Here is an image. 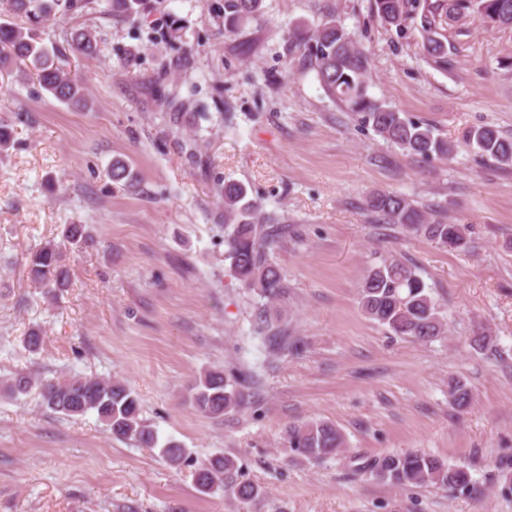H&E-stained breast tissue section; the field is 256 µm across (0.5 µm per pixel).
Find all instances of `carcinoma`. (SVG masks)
Listing matches in <instances>:
<instances>
[{
  "instance_id": "cac0c4a2",
  "label": "carcinoma",
  "mask_w": 512,
  "mask_h": 512,
  "mask_svg": "<svg viewBox=\"0 0 512 512\" xmlns=\"http://www.w3.org/2000/svg\"><path fill=\"white\" fill-rule=\"evenodd\" d=\"M80 0H0V68L21 64L20 76L35 80L55 99L77 109H90L85 85L72 74L69 56L57 47L39 41L38 25L61 9L78 7ZM106 13L129 18L145 9V0H106ZM375 16L386 26L406 32L409 11L420 9L421 27L427 33L423 48L437 64L448 63L446 44L436 36V22L445 17L460 18L465 11L477 7L497 26H512V0H374ZM262 0H224V29L233 32L261 10ZM24 17L29 25L15 22ZM291 48L299 52L315 71L320 87L332 100L357 115L385 142L409 155L427 161L435 156L447 157L456 145L435 134L422 122L409 118L368 93V60L355 46L345 28L330 20L313 31L299 26L289 32ZM70 50L76 56L97 54L96 39L88 30L71 37ZM465 146L481 156L502 165H512V139L502 136L491 126L471 128L463 135ZM110 174L115 181L131 183L134 176L128 163L112 160ZM220 197L224 201V227L228 229L226 244L231 260L232 276L245 288L273 301L284 294V280L279 269L269 262L272 243L263 230L271 217L263 215L255 201L249 198L241 183H226ZM368 209L386 224H400L446 247L467 245L465 224L431 223L424 213L405 196L374 191L367 197ZM30 274L44 287L58 290L67 286V271L61 248L47 243L33 255ZM358 303L369 319L387 327L396 336L415 341H427L444 333L445 323L438 306L426 289L415 266L404 257L389 253L371 267L358 288ZM38 386L45 406L63 416L93 412L112 435L132 439L141 446L154 447L156 432L140 418L137 396L118 381L96 376L75 378L68 382H36L26 373H18L6 381V390L25 394ZM454 405L466 407L472 400V390L458 380L451 386ZM191 402L195 409L210 417H220L237 410L242 404L238 376L221 371H207L195 382ZM288 448L309 460H321L337 454L345 439L336 425L327 420H312L288 426L285 433ZM163 455L171 464L190 462L186 450L171 441L163 446ZM368 469L378 478L395 487L409 485H439L466 489L471 484L468 470L450 466L445 461L417 452L385 455L373 459ZM200 491L215 487L233 493L248 502L259 494L250 482L239 479L234 459L218 456L203 463L195 472Z\"/></svg>"
}]
</instances>
